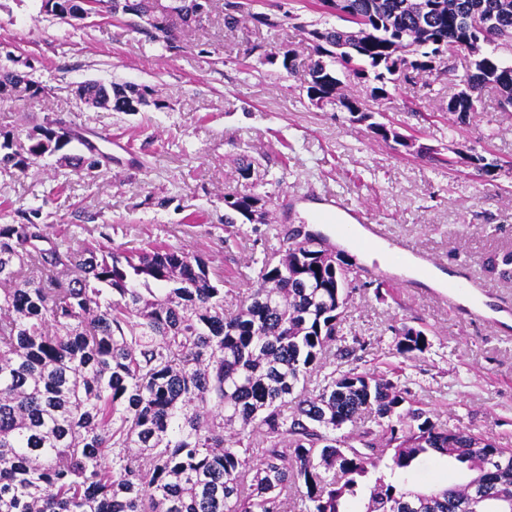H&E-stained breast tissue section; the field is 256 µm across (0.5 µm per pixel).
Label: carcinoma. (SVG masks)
Instances as JSON below:
<instances>
[{"mask_svg":"<svg viewBox=\"0 0 512 512\" xmlns=\"http://www.w3.org/2000/svg\"><path fill=\"white\" fill-rule=\"evenodd\" d=\"M358 19L309 31L307 96L365 107L342 93L362 83L372 99L407 71L446 73L475 23L486 40L512 36V0H318ZM251 0L226 3L236 27ZM139 0L151 36L178 38V19ZM25 76L0 67V96ZM512 107V68L481 55L448 112L464 124L481 93ZM146 88L112 83V111L146 105ZM369 121L390 141L387 124ZM0 141V168L28 157ZM481 176L498 164L464 156ZM268 203L224 195V223ZM353 264L295 241L265 258L258 286L224 308L209 263L175 246L126 252L108 235L52 238L44 226L0 224V512H512V448L434 420L399 380L335 366L309 390L350 298ZM431 345L421 329L395 330L393 351L414 359ZM370 413L375 426H358ZM357 428L352 436L338 431ZM472 473L464 483L408 489L393 480L431 459Z\"/></svg>","mask_w":512,"mask_h":512,"instance_id":"1","label":"carcinoma"}]
</instances>
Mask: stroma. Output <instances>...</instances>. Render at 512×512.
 Instances as JSON below:
<instances>
[{
    "label": "stroma",
    "mask_w": 512,
    "mask_h": 512,
    "mask_svg": "<svg viewBox=\"0 0 512 512\" xmlns=\"http://www.w3.org/2000/svg\"><path fill=\"white\" fill-rule=\"evenodd\" d=\"M225 0L187 28L174 46L151 39L146 23L126 15L70 25L41 12L40 0H0V66L28 74L37 96L0 98V131H31L51 120L74 127L104 151L112 138L127 153L92 174L76 176L56 157L25 170L0 168V224L38 223L53 237L108 234L113 247L183 248L210 260L234 299L254 287L264 256L284 252L296 231H316L311 211L296 205L285 223L275 211L295 192L337 194L364 205L370 219L412 248L431 254L512 305V278L490 271L492 255L512 251V112L486 91L469 124L447 110L465 59L442 77L423 72L388 96L370 99L365 86L348 95L366 101L377 121L431 148L440 164L373 138L366 123L337 105L306 97L312 44L307 26L342 27L314 0H255L270 28L247 18L224 26ZM293 50L295 69L265 63ZM85 80L128 81L148 88L138 112L89 109L73 94ZM478 153L501 164L495 180L460 162ZM253 161L242 178V157ZM270 198L264 223L228 224L224 196ZM358 277L344 319L343 340L366 341L361 364L394 362L392 339L402 325L425 330L429 350L403 364L409 390L439 422L512 447V333L496 332L435 300L428 285Z\"/></svg>",
    "instance_id": "obj_1"
}]
</instances>
